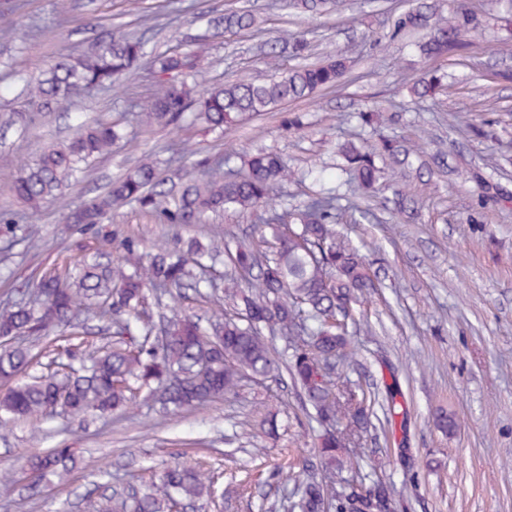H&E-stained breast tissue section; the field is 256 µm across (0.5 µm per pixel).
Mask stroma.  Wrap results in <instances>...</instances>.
I'll list each match as a JSON object with an SVG mask.
<instances>
[{
	"mask_svg": "<svg viewBox=\"0 0 512 512\" xmlns=\"http://www.w3.org/2000/svg\"><path fill=\"white\" fill-rule=\"evenodd\" d=\"M463 2L482 19V33L463 56L431 65L418 57L412 39L386 37L410 0H346L327 16L290 14L287 0H144L155 26L151 48L208 36L205 83L268 78L260 46L287 31L303 34L316 59L349 51L352 76L223 132L201 124L178 133L138 126L134 105L154 82L145 67L120 87L87 92L51 113H31L26 127L0 135V211H22L12 191L17 169L43 146L72 138L77 113L119 125L127 140L43 209L35 222L38 251L26 250L21 230L0 224V239L15 240L9 252L0 251V300L31 292L43 272L77 260L86 246L116 256L125 239L151 251L175 246L181 237L231 246L254 233V212L164 224L135 204L113 210L97 235L65 224L68 209L102 193L129 163L148 156L160 176L184 179L187 170L168 162L173 151L193 152L198 160L225 156L237 170L245 154L265 148L296 168L315 165L333 176L344 164L337 144L372 136L360 111L393 107L385 135L421 146L426 156L441 155L450 170L434 175L428 188L413 175L395 187L379 186L371 200L374 223L343 218L335 226L358 247L376 284L356 310L369 327L356 332L358 353L347 375L375 394L397 379L407 412L400 427L373 420L361 442L359 472L393 485L398 512H512V82L493 76L512 59V27L491 18L487 0ZM124 8L123 0H68L62 15L57 0H26L22 45L0 37V60L11 63L8 77L0 78V114L18 108L38 64L97 43L117 28L115 16ZM240 8L256 10L261 33H215L212 19ZM432 66L455 76L452 94L413 101L410 85ZM477 128L499 135L508 155L499 170L489 163L492 142L477 139ZM268 413L283 423L278 437L251 426ZM442 413L456 417V433L437 428ZM316 428L300 392L271 379L242 381L223 399L177 414L140 397L107 418H57L44 432L27 423L0 424V468L20 467L28 454L62 444L83 460L66 480L43 484L38 495L18 488L0 502V512H94L99 471L110 472L113 490L122 492L178 462L213 475L218 505L203 512H292L297 481L289 480L286 467L314 457ZM401 448L412 451V473L398 463Z\"/></svg>",
	"mask_w": 512,
	"mask_h": 512,
	"instance_id": "35a3bbf8",
	"label": "stroma"
}]
</instances>
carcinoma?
<instances>
[{
	"instance_id": "carcinoma-1",
	"label": "carcinoma",
	"mask_w": 512,
	"mask_h": 512,
	"mask_svg": "<svg viewBox=\"0 0 512 512\" xmlns=\"http://www.w3.org/2000/svg\"><path fill=\"white\" fill-rule=\"evenodd\" d=\"M131 0L125 14L132 17L128 30L80 51L60 53L40 70L24 91L19 118L27 112H50L91 89L114 86L144 59L154 73L150 96L138 105L137 120L145 127L184 129L201 121L210 128H228L272 108L308 99L344 80L350 58L338 52L317 63H304L306 42L290 35L264 43L263 57L274 63L283 53L300 60L285 74L264 82L237 78L198 91L189 81L200 76L208 60L209 43L201 37L185 47L148 55L147 18ZM341 0H289L302 14L321 15L340 6ZM23 8L17 3L9 15L0 16V34L13 38L20 31L15 18ZM226 33L260 32L251 11L224 14ZM424 32L416 44L419 55L434 61L466 50L469 37L483 30L479 16L448 0L444 12L435 3L419 0L394 21L389 37L405 31ZM448 89L442 77L430 73L414 83L411 93L426 100ZM120 138L110 123L84 120L71 139L41 151L24 164L13 179L23 213H0V224L37 218L50 201L60 200L68 183L79 179L92 165L112 155ZM350 164L356 188L366 192L385 174L377 157L384 154L396 166L407 162L398 142L384 139L378 147L353 142L340 146ZM241 176L224 172V158L192 163L197 174L178 192L166 187L155 166L139 162L110 182L106 191L68 213L67 221L93 230L112 215V209L137 203L164 224H197L205 214L251 211L271 200L274 188L292 179L295 171L271 152H257L246 160ZM350 210L353 223L368 219L369 211L356 202L341 205V196L315 191L303 207L288 214L269 209L262 223L273 227L277 247L269 254L241 241L234 248L196 240L177 251L160 248L142 253L129 241L117 261H102L97 252H85L75 266L65 264L46 272L37 287L0 306V379L12 385L0 394V415L43 423L62 412L72 418L91 412L110 413L134 403L136 391L157 385L166 408L192 407L233 392L245 378L267 379L285 372L304 393L313 419L322 428L317 458L329 473H342L358 465L351 456L350 439L367 429L376 398L358 387L336 391L333 374L349 364L354 350L348 324H356L353 305L374 288L356 246L333 229L337 212ZM220 260L242 276L258 271L250 290H224L234 312L217 322L222 337L173 306L157 325L150 309L151 294L198 288L197 273L203 260ZM101 322V330L116 336L112 346L68 372L31 375L39 353L25 338L57 342V328L71 329L66 356L76 359L80 316ZM286 338L285 351L277 352L267 335ZM179 374L183 386L175 388L168 376ZM379 407L387 423L400 414L392 387ZM77 465L67 446L48 448L26 457L23 466L0 470V499L8 500L25 476L32 488L54 477L64 479ZM212 497V479L201 471L176 465L158 481L127 496L103 493L95 512H169L177 500L196 503ZM294 507L299 512H394L392 486L380 479L352 485L350 480L322 483L307 481L299 489Z\"/></svg>"
}]
</instances>
